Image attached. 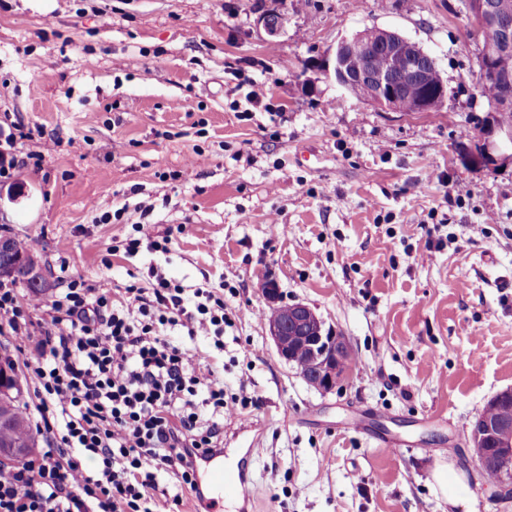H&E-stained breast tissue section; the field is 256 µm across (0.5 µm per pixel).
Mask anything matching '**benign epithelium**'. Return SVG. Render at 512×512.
<instances>
[{"label": "benign epithelium", "mask_w": 512, "mask_h": 512, "mask_svg": "<svg viewBox=\"0 0 512 512\" xmlns=\"http://www.w3.org/2000/svg\"><path fill=\"white\" fill-rule=\"evenodd\" d=\"M468 37L481 46L479 53V91L490 103L481 121L482 144L459 154L469 167L495 171L512 165V128L498 123L497 113L512 109V77L500 74L496 60L512 55V0H464ZM278 12L260 14L266 40L275 41L285 33L277 19ZM386 61L385 68L373 66L374 54ZM363 57V66L351 72V57ZM333 67L324 74H333L345 90L362 93L361 99L384 112L402 111V85H420L436 62L417 43L401 34L378 28L375 40L368 42L362 33L342 39L336 46ZM21 261L10 257L9 240L0 237V277H12ZM272 314L265 329L276 354L301 379L312 376L314 388L324 393L342 388L349 375L352 349L345 336L326 324L320 314L302 302L282 305L279 289L273 282L265 288ZM469 444L482 471H492V481L500 492L512 496V420H492L481 413L473 424Z\"/></svg>", "instance_id": "1"}]
</instances>
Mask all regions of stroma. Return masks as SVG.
I'll return each mask as SVG.
<instances>
[{
    "label": "stroma",
    "instance_id": "1",
    "mask_svg": "<svg viewBox=\"0 0 512 512\" xmlns=\"http://www.w3.org/2000/svg\"><path fill=\"white\" fill-rule=\"evenodd\" d=\"M279 6L269 42L257 19ZM368 27L435 60L441 111L383 112L322 73ZM478 52L461 0H0V113L45 132L40 168L0 181V236L34 239L49 299L61 259L94 285L152 263L223 283L238 312L224 389L259 398L224 423L229 461L254 451L251 512H512L468 445L512 389V167L457 158L486 110ZM248 79L263 104L247 106ZM122 207L161 236L193 229L107 267L131 228L94 217ZM268 282L347 338L345 387L310 388L276 355L257 316ZM451 461L468 484L454 507L432 479Z\"/></svg>",
    "mask_w": 512,
    "mask_h": 512
}]
</instances>
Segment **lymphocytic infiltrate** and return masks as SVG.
<instances>
[{
	"label": "lymphocytic infiltrate",
	"instance_id": "f902f5d3",
	"mask_svg": "<svg viewBox=\"0 0 512 512\" xmlns=\"http://www.w3.org/2000/svg\"><path fill=\"white\" fill-rule=\"evenodd\" d=\"M0 149V178L39 166L33 129L10 121ZM133 233L108 255L167 251L148 222L121 208ZM61 290L50 303L0 282V335L11 337L34 385L35 431L49 438L22 467L0 471V512H153L161 475L205 502L202 460L222 452L224 422L255 397L226 395L212 350L232 319L223 288L203 281L186 289L159 266L120 288L94 287L59 262ZM215 337L200 349L198 337ZM97 462L89 470L86 459Z\"/></svg>",
	"mask_w": 512,
	"mask_h": 512
}]
</instances>
